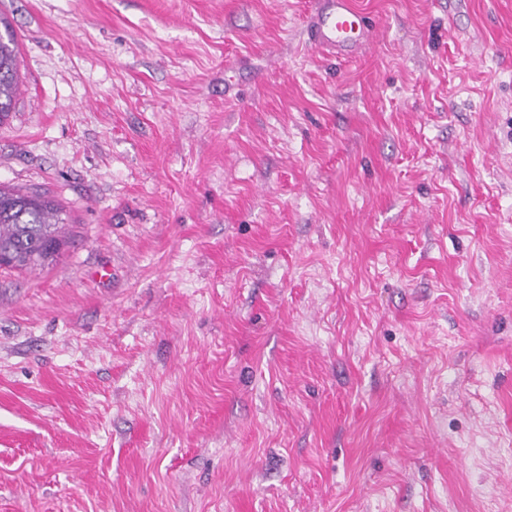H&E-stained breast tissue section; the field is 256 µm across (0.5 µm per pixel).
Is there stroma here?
Wrapping results in <instances>:
<instances>
[{"instance_id":"stroma-1","label":"stroma","mask_w":512,"mask_h":512,"mask_svg":"<svg viewBox=\"0 0 512 512\" xmlns=\"http://www.w3.org/2000/svg\"><path fill=\"white\" fill-rule=\"evenodd\" d=\"M314 2L0 0V512H512V0ZM307 27L319 50L338 57L357 55L368 40V19L352 0H317ZM0 121L12 112L19 91L17 58L19 43L10 26L0 19ZM60 213L45 194L0 185V268L33 270L55 260L65 242Z\"/></svg>"}]
</instances>
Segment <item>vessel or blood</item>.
<instances>
[{
  "label": "vessel or blood",
  "mask_w": 512,
  "mask_h": 512,
  "mask_svg": "<svg viewBox=\"0 0 512 512\" xmlns=\"http://www.w3.org/2000/svg\"><path fill=\"white\" fill-rule=\"evenodd\" d=\"M307 27L319 50L343 58L357 55L368 40V19L352 0H316Z\"/></svg>",
  "instance_id": "obj_1"
}]
</instances>
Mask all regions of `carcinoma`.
I'll return each mask as SVG.
<instances>
[{
  "label": "carcinoma",
  "instance_id": "obj_1",
  "mask_svg": "<svg viewBox=\"0 0 512 512\" xmlns=\"http://www.w3.org/2000/svg\"><path fill=\"white\" fill-rule=\"evenodd\" d=\"M0 32V121L19 91V43L8 24ZM65 242L64 219L48 196L0 185V268L33 270L57 258Z\"/></svg>",
  "mask_w": 512,
  "mask_h": 512
}]
</instances>
